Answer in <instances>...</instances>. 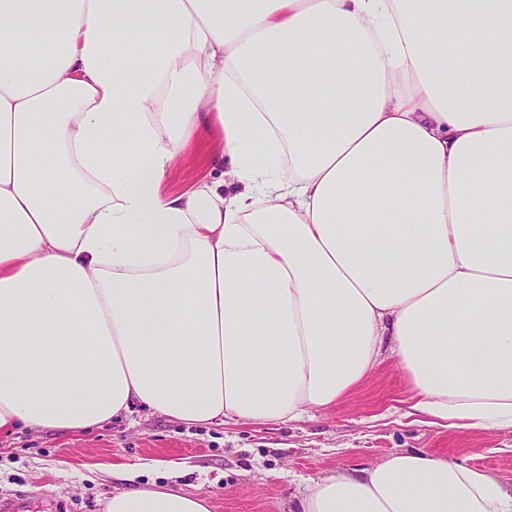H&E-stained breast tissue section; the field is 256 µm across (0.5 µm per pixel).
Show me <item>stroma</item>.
<instances>
[{
    "label": "stroma",
    "mask_w": 512,
    "mask_h": 512,
    "mask_svg": "<svg viewBox=\"0 0 512 512\" xmlns=\"http://www.w3.org/2000/svg\"><path fill=\"white\" fill-rule=\"evenodd\" d=\"M221 183L210 150L166 178L183 192ZM408 382L384 359L335 407L284 424L178 422L146 409L72 432L21 428L0 434V512H105L112 493L155 482L207 496L211 512H294L312 480L419 450L512 484V431L448 430L408 417Z\"/></svg>",
    "instance_id": "1"
}]
</instances>
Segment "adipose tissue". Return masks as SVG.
<instances>
[{
	"label": "adipose tissue",
	"mask_w": 512,
	"mask_h": 512,
	"mask_svg": "<svg viewBox=\"0 0 512 512\" xmlns=\"http://www.w3.org/2000/svg\"><path fill=\"white\" fill-rule=\"evenodd\" d=\"M206 145L240 191H164ZM385 353L412 413L512 429V0H0V433L287 423ZM299 504L512 488L403 451Z\"/></svg>",
	"instance_id": "ef3b65f1"
}]
</instances>
